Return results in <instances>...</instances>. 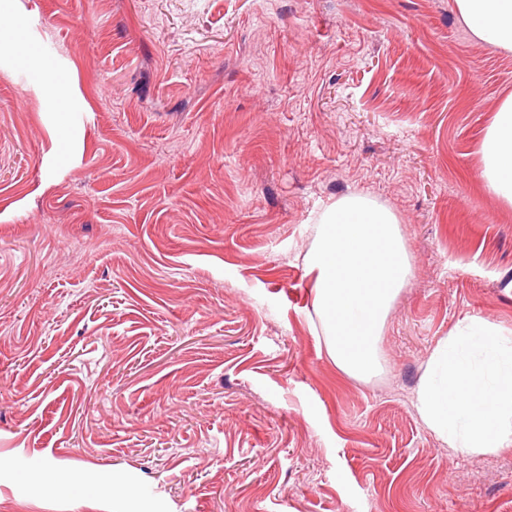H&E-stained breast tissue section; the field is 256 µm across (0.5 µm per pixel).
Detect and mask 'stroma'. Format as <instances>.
Returning a JSON list of instances; mask_svg holds the SVG:
<instances>
[{
  "label": "stroma",
  "mask_w": 512,
  "mask_h": 512,
  "mask_svg": "<svg viewBox=\"0 0 512 512\" xmlns=\"http://www.w3.org/2000/svg\"><path fill=\"white\" fill-rule=\"evenodd\" d=\"M510 93L449 0H7L0 512H512V449L450 451L414 406L458 322L512 331L480 153ZM353 193L412 265L368 379L306 267Z\"/></svg>",
  "instance_id": "obj_1"
}]
</instances>
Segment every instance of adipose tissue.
I'll return each instance as SVG.
<instances>
[{
    "instance_id": "ef3b65f1",
    "label": "adipose tissue",
    "mask_w": 512,
    "mask_h": 512,
    "mask_svg": "<svg viewBox=\"0 0 512 512\" xmlns=\"http://www.w3.org/2000/svg\"><path fill=\"white\" fill-rule=\"evenodd\" d=\"M453 9L474 40L512 51V0H453ZM481 153L488 190L512 205V93L501 101Z\"/></svg>"
}]
</instances>
